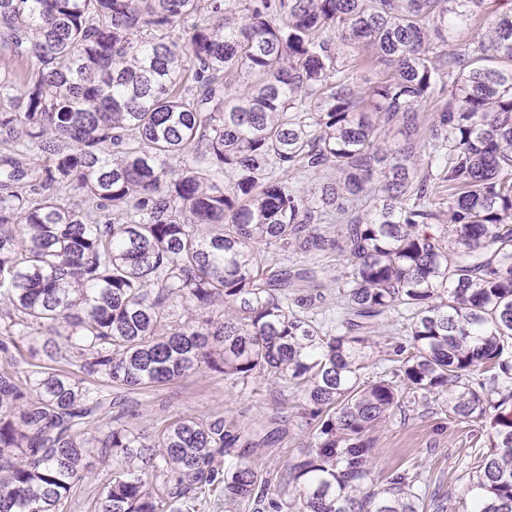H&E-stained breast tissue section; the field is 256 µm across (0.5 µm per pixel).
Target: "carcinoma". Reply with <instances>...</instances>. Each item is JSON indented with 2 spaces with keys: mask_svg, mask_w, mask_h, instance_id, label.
Here are the masks:
<instances>
[{
  "mask_svg": "<svg viewBox=\"0 0 512 512\" xmlns=\"http://www.w3.org/2000/svg\"><path fill=\"white\" fill-rule=\"evenodd\" d=\"M489 3L0 0L25 64L0 71V512H65L92 448L112 476L86 512L268 496L260 425L90 433L112 388L203 370L301 392L293 512H422L420 473L368 464L404 391L490 425L463 512H512V12ZM272 248L342 258L336 326ZM394 314L408 346L370 380Z\"/></svg>",
  "mask_w": 512,
  "mask_h": 512,
  "instance_id": "obj_1",
  "label": "carcinoma"
}]
</instances>
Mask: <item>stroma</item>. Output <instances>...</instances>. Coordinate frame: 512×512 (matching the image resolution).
Here are the masks:
<instances>
[{"label": "stroma", "instance_id": "1", "mask_svg": "<svg viewBox=\"0 0 512 512\" xmlns=\"http://www.w3.org/2000/svg\"><path fill=\"white\" fill-rule=\"evenodd\" d=\"M121 399L125 423L138 429L179 414L219 411L241 426L262 422L276 435L257 446L251 459L270 480L274 499L286 503L293 498L288 466L306 450L310 433L300 416V395L290 386L263 376L234 381L206 372L146 393L125 392ZM367 441L370 465L379 479L408 470L422 473L426 494L434 499L424 512H459L470 472L469 452L490 446L480 425L452 417L440 400L403 403L368 432Z\"/></svg>", "mask_w": 512, "mask_h": 512}]
</instances>
